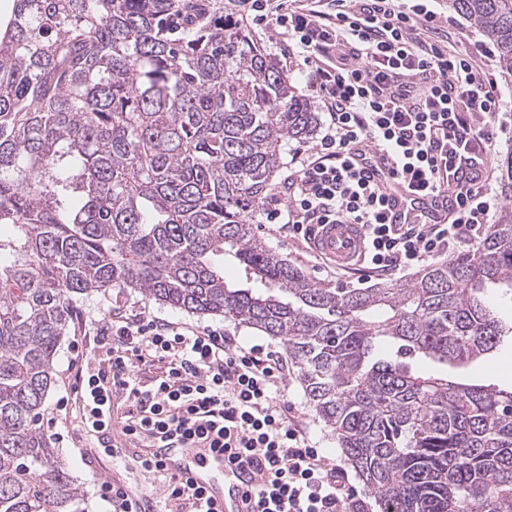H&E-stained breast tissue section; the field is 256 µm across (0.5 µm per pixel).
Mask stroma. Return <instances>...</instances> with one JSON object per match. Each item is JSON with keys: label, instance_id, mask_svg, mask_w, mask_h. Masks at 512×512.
<instances>
[{"label": "stroma", "instance_id": "obj_1", "mask_svg": "<svg viewBox=\"0 0 512 512\" xmlns=\"http://www.w3.org/2000/svg\"><path fill=\"white\" fill-rule=\"evenodd\" d=\"M432 9L448 20V34L452 44L458 48L475 53L485 62L487 73L497 79L498 88L506 102L499 114L502 133L499 137L495 156L503 158L512 153V82L500 80L494 49L468 20L451 12L446 0H433ZM297 92L307 99L313 112L317 114V127L301 148H309L320 141L327 120L322 103L313 91L308 79L309 70L302 64L301 57L291 56L284 65ZM258 234L288 261L297 265L305 273L324 285L336 288H364L380 281L404 283L409 281L412 271L404 272H365L349 271L314 256L307 243L292 237L288 231L276 226L261 225ZM75 320L67 336L63 337L54 364V384L41 410V426L60 458L64 459L70 473L84 494L85 512H113L111 504L101 496L103 482L119 483L129 486L142 494L149 502L153 512H163L165 507L164 482L161 476L141 470L134 455L120 460L96 454L90 449L91 440L80 427L79 413L75 408H61L60 400L65 397L74 381L75 373L86 364L95 363L99 353L89 347L90 337L95 336L98 328L112 322L115 317H134L141 311H149L157 317L174 322L195 326L221 329L236 337L245 347L262 345L279 351L283 345L263 333L240 327L220 317L200 316L188 313L146 297L130 288H110L73 301ZM290 374L288 398L292 401L307 431L319 448H322L328 462L345 466L336 436L319 418L305 396L296 367H289ZM449 376L476 384L494 385L503 389L512 387V336L502 337L497 350L488 358L471 363L463 369H449Z\"/></svg>", "mask_w": 512, "mask_h": 512}]
</instances>
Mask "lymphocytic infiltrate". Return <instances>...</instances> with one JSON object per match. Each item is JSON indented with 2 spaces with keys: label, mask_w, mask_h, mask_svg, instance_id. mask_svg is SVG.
<instances>
[{
  "label": "lymphocytic infiltrate",
  "mask_w": 512,
  "mask_h": 512,
  "mask_svg": "<svg viewBox=\"0 0 512 512\" xmlns=\"http://www.w3.org/2000/svg\"><path fill=\"white\" fill-rule=\"evenodd\" d=\"M241 9L297 47L330 118L318 144L293 152L285 192L261 204L267 223L304 239L315 224L360 225L371 272L404 271L487 234L504 102L477 56L446 44L429 0H241ZM358 155L388 157L394 182L441 205L390 223ZM93 343L102 356L70 393L86 434L111 429L119 395L129 404L125 433L151 428L164 447L206 435L213 447L263 459L272 479L257 490L255 512H365L294 414L281 352L146 311L113 321ZM144 367L158 370L146 385L136 377ZM139 465L163 473L179 512H211L203 491L164 473L161 461Z\"/></svg>",
  "instance_id": "obj_1"
}]
</instances>
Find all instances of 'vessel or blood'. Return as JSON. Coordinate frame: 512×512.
<instances>
[{
  "mask_svg": "<svg viewBox=\"0 0 512 512\" xmlns=\"http://www.w3.org/2000/svg\"><path fill=\"white\" fill-rule=\"evenodd\" d=\"M409 199L421 208L428 205L427 198H412L404 187H396L388 198L393 223H402L405 202ZM310 246L314 252L337 265L353 269L361 262L363 230L357 224H327L311 240ZM112 444L123 453L135 446L140 454L159 458L169 471L202 489L214 512H251V491L268 480V471L263 464L241 462L235 457V449L211 447L209 439L204 437H193L159 448L149 434H141L136 440L117 434Z\"/></svg>",
  "mask_w": 512,
  "mask_h": 512,
  "instance_id": "1",
  "label": "vessel or blood"
}]
</instances>
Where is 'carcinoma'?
Segmentation results:
<instances>
[{
  "instance_id": "obj_1",
  "label": "carcinoma",
  "mask_w": 512,
  "mask_h": 512,
  "mask_svg": "<svg viewBox=\"0 0 512 512\" xmlns=\"http://www.w3.org/2000/svg\"><path fill=\"white\" fill-rule=\"evenodd\" d=\"M512 78V0H448ZM316 114L224 0H13L0 21V512H85L43 434L73 298L132 288L285 346L383 512H512V389L448 378L512 296L507 203L406 284L315 282L256 233ZM230 261L244 273L224 277Z\"/></svg>"
}]
</instances>
